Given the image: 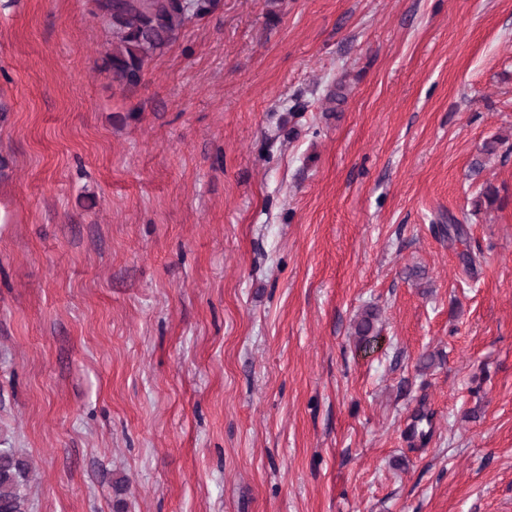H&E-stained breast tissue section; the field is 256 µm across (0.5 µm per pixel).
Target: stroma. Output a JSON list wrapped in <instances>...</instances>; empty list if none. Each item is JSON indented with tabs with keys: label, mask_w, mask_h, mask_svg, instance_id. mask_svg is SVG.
<instances>
[{
	"label": "stroma",
	"mask_w": 512,
	"mask_h": 512,
	"mask_svg": "<svg viewBox=\"0 0 512 512\" xmlns=\"http://www.w3.org/2000/svg\"><path fill=\"white\" fill-rule=\"evenodd\" d=\"M111 41L0 0L29 512H512V0H221L131 88Z\"/></svg>",
	"instance_id": "obj_1"
}]
</instances>
